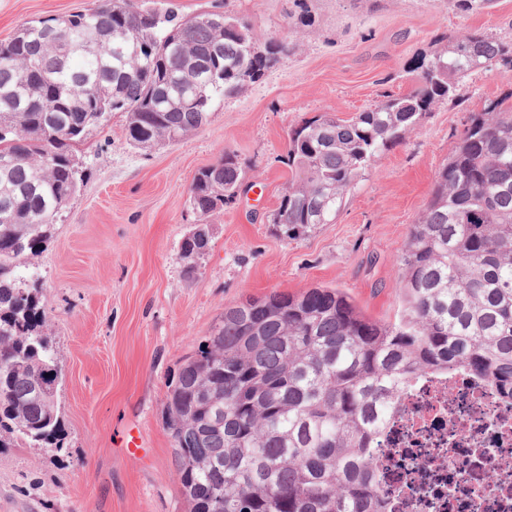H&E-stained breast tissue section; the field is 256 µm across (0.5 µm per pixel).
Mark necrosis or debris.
<instances>
[{
    "instance_id": "obj_1",
    "label": "necrosis or debris",
    "mask_w": 512,
    "mask_h": 512,
    "mask_svg": "<svg viewBox=\"0 0 512 512\" xmlns=\"http://www.w3.org/2000/svg\"><path fill=\"white\" fill-rule=\"evenodd\" d=\"M388 445L396 512H512V408L468 377L420 382Z\"/></svg>"
}]
</instances>
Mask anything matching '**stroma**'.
Masks as SVG:
<instances>
[{
	"label": "stroma",
	"instance_id": "stroma-1",
	"mask_svg": "<svg viewBox=\"0 0 512 512\" xmlns=\"http://www.w3.org/2000/svg\"><path fill=\"white\" fill-rule=\"evenodd\" d=\"M178 16L226 13L287 44L280 63L182 141L131 145L122 113L80 147L84 182L32 260L62 382L64 448H0V512H189L164 424L167 387L225 308L273 293L339 288L371 318L396 322L399 261L435 175L471 114L512 97V72L450 76L404 139L362 171L334 223L296 240L270 215L292 170L288 135L324 112L346 119L407 93L420 60L470 29L512 44V0L462 13L452 0H139ZM92 0H0V41L23 23L83 11ZM243 173L236 201L209 219L195 272L180 245L196 216L194 176L224 152ZM139 435L143 459L129 456Z\"/></svg>",
	"mask_w": 512,
	"mask_h": 512
}]
</instances>
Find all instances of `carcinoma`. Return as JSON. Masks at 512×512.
Here are the masks:
<instances>
[{
    "label": "carcinoma",
    "instance_id": "carcinoma-1",
    "mask_svg": "<svg viewBox=\"0 0 512 512\" xmlns=\"http://www.w3.org/2000/svg\"><path fill=\"white\" fill-rule=\"evenodd\" d=\"M211 17L93 0L0 42V448H63L56 351L37 287L22 297L17 270L44 250L80 189L76 147L114 112L138 148L179 141L208 123L216 99L258 82L287 52L235 16L223 28ZM497 63L512 64V45L458 33L420 64L410 93L347 120L309 121L288 138L296 173L270 222L294 240L333 221L360 172L448 97V77ZM241 182L227 151L200 170L188 197L198 222ZM207 245L187 237L182 257ZM399 270L396 323L370 318L337 288L224 309L164 403L189 512H385L380 440L415 383L465 373L512 406V105L471 114Z\"/></svg>",
    "mask_w": 512,
    "mask_h": 512
}]
</instances>
